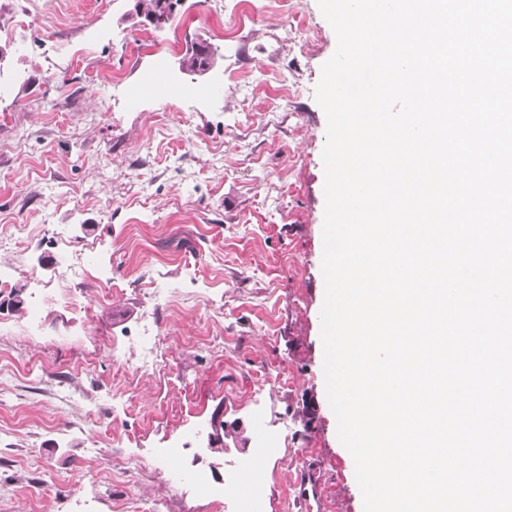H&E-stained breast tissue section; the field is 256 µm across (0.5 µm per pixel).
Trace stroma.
<instances>
[{
  "instance_id": "1",
  "label": "stroma",
  "mask_w": 512,
  "mask_h": 512,
  "mask_svg": "<svg viewBox=\"0 0 512 512\" xmlns=\"http://www.w3.org/2000/svg\"><path fill=\"white\" fill-rule=\"evenodd\" d=\"M211 2L156 30L135 0H0V512H236L192 482L252 458L256 512H363L321 337L336 34L317 0ZM200 40L219 64L186 73ZM149 75L202 92L130 99ZM164 363L163 348L159 341H155L151 346L142 349L139 358V370L146 373H157L161 370Z\"/></svg>"
}]
</instances>
